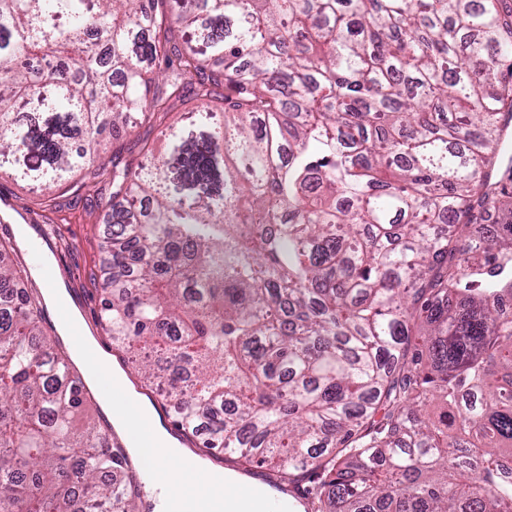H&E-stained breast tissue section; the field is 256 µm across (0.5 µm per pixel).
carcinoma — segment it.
I'll return each mask as SVG.
<instances>
[{
	"label": "carcinoma",
	"instance_id": "cac0c4a2",
	"mask_svg": "<svg viewBox=\"0 0 512 512\" xmlns=\"http://www.w3.org/2000/svg\"><path fill=\"white\" fill-rule=\"evenodd\" d=\"M192 2L0 0V176L51 210L102 127L195 103L96 172L112 344L307 512H512V4ZM11 250L0 512H136Z\"/></svg>",
	"mask_w": 512,
	"mask_h": 512
}]
</instances>
